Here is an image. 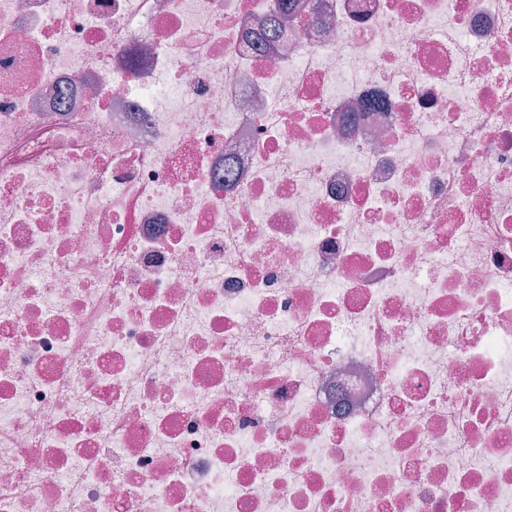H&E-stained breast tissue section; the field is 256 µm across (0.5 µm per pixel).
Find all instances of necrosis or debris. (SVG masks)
Instances as JSON below:
<instances>
[{
  "mask_svg": "<svg viewBox=\"0 0 512 512\" xmlns=\"http://www.w3.org/2000/svg\"><path fill=\"white\" fill-rule=\"evenodd\" d=\"M273 5L0 0V512H512V0Z\"/></svg>",
  "mask_w": 512,
  "mask_h": 512,
  "instance_id": "obj_1",
  "label": "necrosis or debris"
}]
</instances>
